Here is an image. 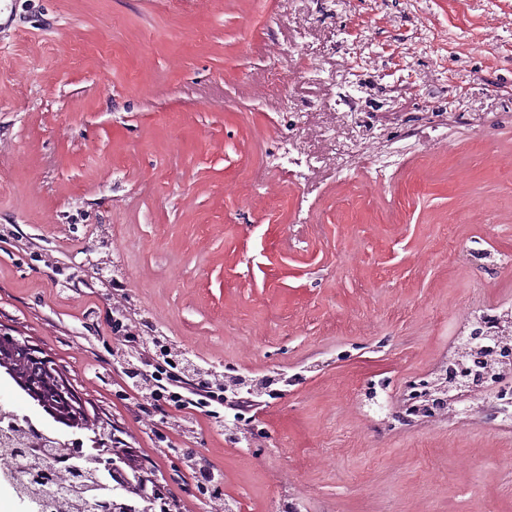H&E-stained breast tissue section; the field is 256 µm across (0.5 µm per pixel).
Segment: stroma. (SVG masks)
I'll use <instances>...</instances> for the list:
<instances>
[{
    "label": "stroma",
    "mask_w": 512,
    "mask_h": 512,
    "mask_svg": "<svg viewBox=\"0 0 512 512\" xmlns=\"http://www.w3.org/2000/svg\"><path fill=\"white\" fill-rule=\"evenodd\" d=\"M0 40V328L205 512H512V419L391 428L474 312H512V0H15ZM306 42L307 66L293 47ZM106 259L93 272L86 260ZM144 334L278 396L261 448L167 401L142 429L114 288ZM0 407L73 438L0 372ZM188 467L191 469L192 473L196 476L198 473L201 477H211V474L215 477L214 469L210 467L209 461L202 456H192L188 460ZM212 469V471H211ZM205 482L200 481L198 483V493L202 498H214L212 495H220L219 487L213 488L207 483H210V478H206ZM209 493L211 496L207 497L206 494Z\"/></svg>",
    "instance_id": "stroma-1"
}]
</instances>
